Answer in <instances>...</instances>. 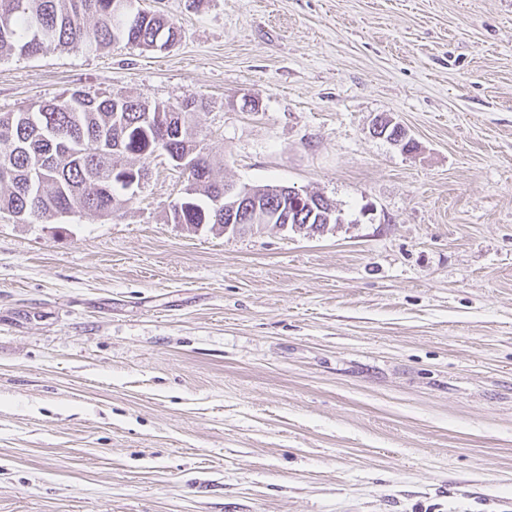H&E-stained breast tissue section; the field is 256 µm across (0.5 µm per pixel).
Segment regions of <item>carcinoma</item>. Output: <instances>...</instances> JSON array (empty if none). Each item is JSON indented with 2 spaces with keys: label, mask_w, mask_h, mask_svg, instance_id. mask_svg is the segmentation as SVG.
<instances>
[{
  "label": "carcinoma",
  "mask_w": 512,
  "mask_h": 512,
  "mask_svg": "<svg viewBox=\"0 0 512 512\" xmlns=\"http://www.w3.org/2000/svg\"><path fill=\"white\" fill-rule=\"evenodd\" d=\"M175 24L150 12L116 8L115 0H0V53L34 57L50 48L101 50L117 40L143 49L173 44ZM206 104L187 95L169 108L183 115L182 136L159 146L142 129L145 112L156 107L125 96L90 95L80 90L38 105L0 113V213H22L50 223L75 208L110 215L130 200L120 170H146L155 149L182 157L196 143L194 129ZM194 194L180 223L224 230V210L212 195L224 187L213 177L208 156L189 173ZM291 223L317 232L316 218L298 197L288 198Z\"/></svg>",
  "instance_id": "1"
}]
</instances>
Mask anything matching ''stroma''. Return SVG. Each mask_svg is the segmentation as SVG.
<instances>
[{
	"label": "stroma",
	"instance_id": "stroma-1",
	"mask_svg": "<svg viewBox=\"0 0 512 512\" xmlns=\"http://www.w3.org/2000/svg\"><path fill=\"white\" fill-rule=\"evenodd\" d=\"M144 50L0 54V113L207 102L321 233L0 216V512H512V0H135ZM400 124L415 152L375 134Z\"/></svg>",
	"mask_w": 512,
	"mask_h": 512
}]
</instances>
